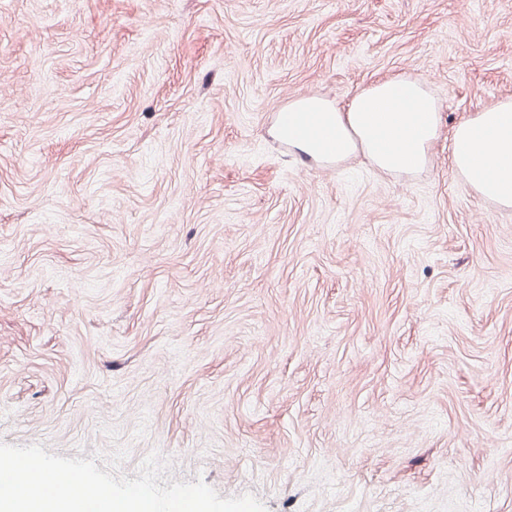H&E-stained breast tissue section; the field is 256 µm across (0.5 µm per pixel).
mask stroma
I'll return each mask as SVG.
<instances>
[{"instance_id":"35a3bbf8","label":"stroma","mask_w":512,"mask_h":512,"mask_svg":"<svg viewBox=\"0 0 512 512\" xmlns=\"http://www.w3.org/2000/svg\"><path fill=\"white\" fill-rule=\"evenodd\" d=\"M408 77L425 169L274 116ZM512 0H0V443L265 512H512V210L449 137Z\"/></svg>"}]
</instances>
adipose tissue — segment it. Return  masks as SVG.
<instances>
[{"label":"adipose tissue","instance_id":"1","mask_svg":"<svg viewBox=\"0 0 512 512\" xmlns=\"http://www.w3.org/2000/svg\"><path fill=\"white\" fill-rule=\"evenodd\" d=\"M439 122L437 103L422 84L397 77L373 83L344 105L298 97L288 104L287 128L274 133L315 161L359 154L394 173L427 163ZM449 149L455 175L484 200L512 208V98L459 122Z\"/></svg>","mask_w":512,"mask_h":512}]
</instances>
